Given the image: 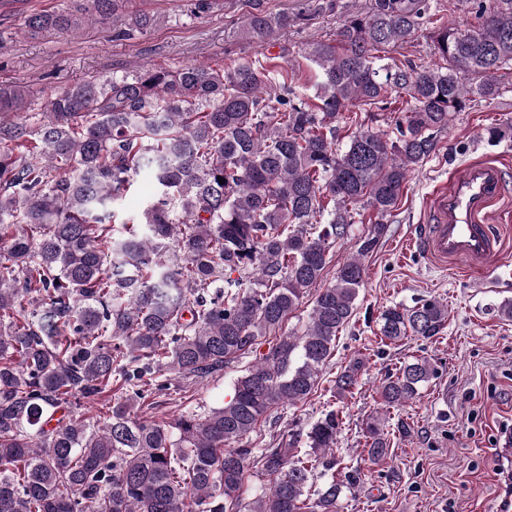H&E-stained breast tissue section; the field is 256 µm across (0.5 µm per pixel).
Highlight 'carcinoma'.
<instances>
[{"instance_id": "1", "label": "carcinoma", "mask_w": 512, "mask_h": 512, "mask_svg": "<svg viewBox=\"0 0 512 512\" xmlns=\"http://www.w3.org/2000/svg\"><path fill=\"white\" fill-rule=\"evenodd\" d=\"M123 0L29 14L25 27L74 32L103 24ZM468 0H372L296 71L256 56L231 66H145L67 88L47 99L35 127L12 116L24 100L0 89V512H339L342 430L331 409L308 424L307 446L282 436L267 448H234L271 411L316 392L339 332L364 284L358 254L316 288L354 210L384 216L436 148L452 113L500 94L512 70V0H478L480 22L430 31L440 63L389 64L431 9ZM295 18L251 0L250 39L268 41ZM402 104L395 136L363 123L365 106ZM346 138L341 148L338 142ZM149 173L159 186L138 226L118 231L111 204ZM224 183H219L218 178ZM308 322L283 327L311 289ZM448 307L424 300L378 317L391 344L437 335ZM275 336L245 369L228 401L169 423L140 420L135 406L174 376L205 379ZM363 361L336 380L351 392ZM434 370L417 360L384 377V406L412 400ZM99 403L103 425L75 414ZM367 454L388 455L381 418L366 422ZM252 467L270 486L240 489ZM328 476L309 494L315 475Z\"/></svg>"}]
</instances>
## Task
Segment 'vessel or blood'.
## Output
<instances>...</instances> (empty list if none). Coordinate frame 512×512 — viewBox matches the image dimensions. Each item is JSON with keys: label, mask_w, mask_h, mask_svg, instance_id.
Returning a JSON list of instances; mask_svg holds the SVG:
<instances>
[{"label": "vessel or blood", "mask_w": 512, "mask_h": 512, "mask_svg": "<svg viewBox=\"0 0 512 512\" xmlns=\"http://www.w3.org/2000/svg\"><path fill=\"white\" fill-rule=\"evenodd\" d=\"M505 192L502 167L461 166L429 196L426 223L414 240L418 251L443 267L460 262L470 270L487 268L498 254L491 225L512 222V210L501 205Z\"/></svg>", "instance_id": "vessel-or-blood-1"}]
</instances>
